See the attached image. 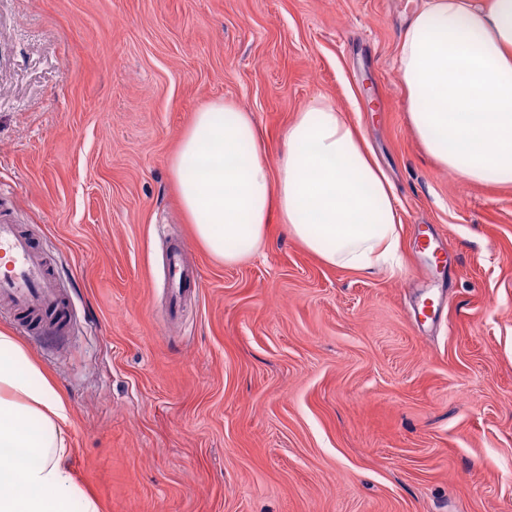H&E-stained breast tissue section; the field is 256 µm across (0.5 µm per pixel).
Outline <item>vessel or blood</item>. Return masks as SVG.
<instances>
[{
	"mask_svg": "<svg viewBox=\"0 0 512 512\" xmlns=\"http://www.w3.org/2000/svg\"><path fill=\"white\" fill-rule=\"evenodd\" d=\"M184 244L171 246L166 255L167 286L171 308H180L195 285L196 275L183 257ZM0 304L55 327L66 326L69 311L56 283L49 277L42 252L17 225L0 224Z\"/></svg>",
	"mask_w": 512,
	"mask_h": 512,
	"instance_id": "b4317fda",
	"label": "vessel or blood"
}]
</instances>
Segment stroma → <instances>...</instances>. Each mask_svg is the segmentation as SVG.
Returning <instances> with one entry per match:
<instances>
[{"mask_svg": "<svg viewBox=\"0 0 512 512\" xmlns=\"http://www.w3.org/2000/svg\"><path fill=\"white\" fill-rule=\"evenodd\" d=\"M426 3L0 0V221L71 307L63 335L1 307L0 331L66 399L100 512H512V185L439 167L409 126L400 40ZM318 95L391 180L396 273L326 265L276 223L227 265L183 212L170 160L196 112L247 108L272 163ZM172 238L199 282L174 319Z\"/></svg>", "mask_w": 512, "mask_h": 512, "instance_id": "stroma-1", "label": "stroma"}]
</instances>
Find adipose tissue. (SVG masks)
<instances>
[{
  "mask_svg": "<svg viewBox=\"0 0 512 512\" xmlns=\"http://www.w3.org/2000/svg\"><path fill=\"white\" fill-rule=\"evenodd\" d=\"M409 124L426 152L471 183H512V0H428L401 36ZM197 240L232 265L271 221L324 263L400 264L392 184L339 109L317 98L282 135L276 164L231 100L196 112L171 159ZM69 406L27 350L0 332V512H99L73 479Z\"/></svg>",
  "mask_w": 512,
  "mask_h": 512,
  "instance_id": "adipose-tissue-1",
  "label": "adipose tissue"
}]
</instances>
